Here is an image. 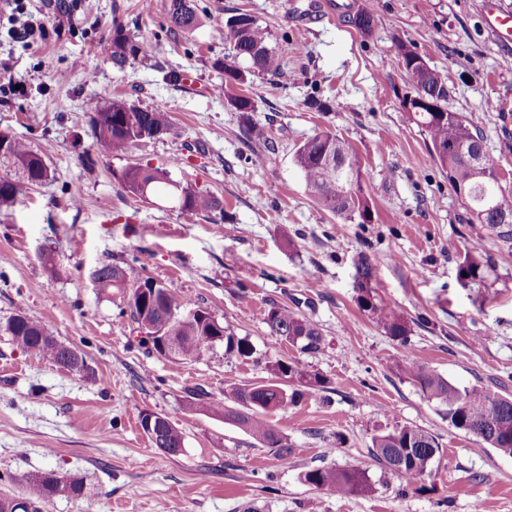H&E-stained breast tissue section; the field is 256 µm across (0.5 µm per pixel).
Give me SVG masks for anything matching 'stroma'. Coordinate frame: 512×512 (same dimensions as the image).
<instances>
[{"label":"stroma","mask_w":512,"mask_h":512,"mask_svg":"<svg viewBox=\"0 0 512 512\" xmlns=\"http://www.w3.org/2000/svg\"><path fill=\"white\" fill-rule=\"evenodd\" d=\"M481 2L196 0L200 24L182 32L169 27V0L148 11L142 0H24L49 32L29 45L12 38L10 4L0 0V69L27 87L0 96V131L29 142L53 175L0 209V322L25 312L87 364L69 373L0 332V496L22 498L24 476L52 471L84 478L86 491L42 512H512V455L450 427L389 368L407 350L458 386L512 396V242L468 224L428 137L401 109L411 82L393 61L403 44L444 77L449 110L479 130L512 191V50L483 27ZM364 8L375 16L368 36L348 23ZM240 10L278 42L303 47L285 57L280 76H248V114L228 105L213 66L230 51L224 22ZM118 25L143 37L147 58L119 68L93 52ZM312 95L328 111L307 108ZM116 97L168 112L180 136L142 141L87 169V107ZM250 125L268 139L247 137ZM321 132L359 155L370 222L321 210L309 195L294 154ZM175 152L183 161L172 167ZM131 163L169 167L175 182L218 197L223 211L181 212L135 196L112 176ZM475 246L493 268L480 289L458 280ZM45 253L59 276L46 271ZM363 257L378 302L409 322L406 343L359 308ZM106 263L188 297L247 338L253 356L220 344L196 362L149 352L119 296L93 286ZM274 304L315 323L321 349L303 353L270 335ZM279 360L328 380L326 393L268 415L288 458L207 412L184 410L186 389L224 397L267 381ZM146 410L182 430V453L151 443L140 426ZM396 425L420 427L441 446L424 491L370 452L372 436ZM323 466L367 470L375 490H313L301 475Z\"/></svg>","instance_id":"1"}]
</instances>
